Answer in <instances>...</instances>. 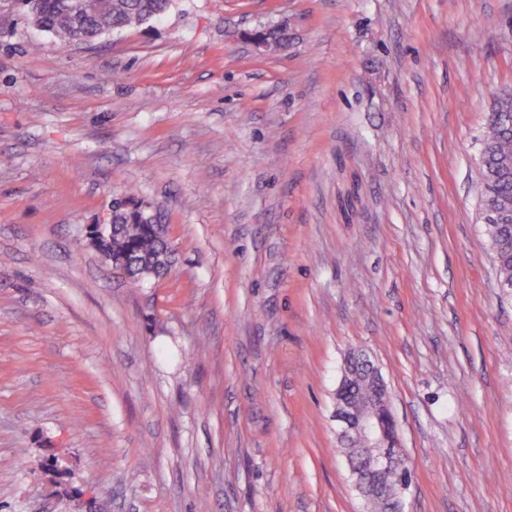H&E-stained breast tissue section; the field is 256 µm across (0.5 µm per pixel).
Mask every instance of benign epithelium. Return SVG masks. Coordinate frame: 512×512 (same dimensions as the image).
<instances>
[{
  "instance_id": "7a95c632",
  "label": "benign epithelium",
  "mask_w": 512,
  "mask_h": 512,
  "mask_svg": "<svg viewBox=\"0 0 512 512\" xmlns=\"http://www.w3.org/2000/svg\"><path fill=\"white\" fill-rule=\"evenodd\" d=\"M360 367L367 370L371 391L354 394L350 379ZM335 399L339 440H362L358 454L348 460L358 495L364 500L371 496L385 500L387 512H404L403 494L409 486L408 458L391 410L387 385L365 350L357 349L346 359ZM393 471L400 472L395 486L387 481Z\"/></svg>"
}]
</instances>
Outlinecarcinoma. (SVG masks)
I'll list each match as a JSON object with an SVG mask.
<instances>
[{
  "mask_svg": "<svg viewBox=\"0 0 512 512\" xmlns=\"http://www.w3.org/2000/svg\"><path fill=\"white\" fill-rule=\"evenodd\" d=\"M169 0H92L87 9L80 0H11V7L26 19L36 17L41 30L62 44L90 43L98 37L146 23L165 12ZM512 114V92L498 97L487 131L479 144L481 180L495 188L494 204L512 215V170L502 160L512 158V128L504 129L500 116ZM112 223L118 225L110 240L96 247L106 259L126 261L129 283L138 288L144 279L138 268L153 266L156 275L168 271L160 259L168 251L165 240L156 235L153 215L128 195L113 209ZM486 232L496 256L499 279L512 282V223L488 224Z\"/></svg>",
  "mask_w": 512,
  "mask_h": 512,
  "instance_id": "obj_1",
  "label": "carcinoma"
}]
</instances>
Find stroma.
Returning <instances> with one entry per match:
<instances>
[{
  "label": "stroma",
  "mask_w": 512,
  "mask_h": 512,
  "mask_svg": "<svg viewBox=\"0 0 512 512\" xmlns=\"http://www.w3.org/2000/svg\"><path fill=\"white\" fill-rule=\"evenodd\" d=\"M509 87L512 0H172L75 46L0 13V512H362L356 347L405 512H512L478 176ZM128 191L176 249L140 288L87 238ZM367 370V383L363 372L356 376V368ZM366 392V393H364ZM363 393V394H361ZM335 418L338 423L340 442L362 439V448L348 466L353 485L358 495L366 500V512H404L403 494L409 486V461L402 446L397 424L391 410L390 396L381 372L364 349L354 350L344 363L339 385L336 389ZM393 471L392 483L387 477ZM388 509V510H387Z\"/></svg>",
  "instance_id": "1"
}]
</instances>
